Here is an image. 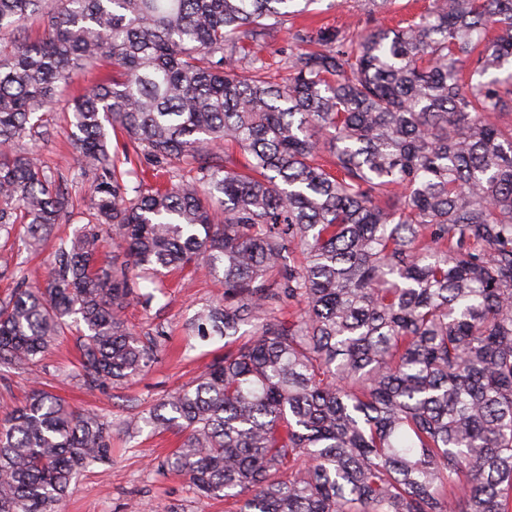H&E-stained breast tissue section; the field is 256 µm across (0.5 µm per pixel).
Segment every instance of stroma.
<instances>
[{"instance_id":"obj_1","label":"stroma","mask_w":512,"mask_h":512,"mask_svg":"<svg viewBox=\"0 0 512 512\" xmlns=\"http://www.w3.org/2000/svg\"><path fill=\"white\" fill-rule=\"evenodd\" d=\"M291 24L369 29L364 0H318L311 13L294 16ZM73 96L64 90L58 96L56 116L48 136L24 140L17 148L36 158L49 174L76 180L75 191L85 194L88 178L80 177L71 145L70 123L65 111ZM87 222L82 210H75L70 223L55 227L43 249L31 253L22 242L0 249V299L16 286L15 272L25 273L28 284L44 285L54 246L59 236L79 231ZM163 294L151 307L130 304L124 317L139 332L164 328L168 336L151 367L127 382L103 390H87L74 372L79 358L76 335L67 334L36 364L0 374V420L20 406L29 389L45 386L70 408L95 412L112 424V459L88 463L74 478L63 512H129L132 504L142 512H227L229 505L220 499L198 496L188 481L168 471L163 460L181 442L177 431L160 434L137 427L141 412L160 403L170 393L191 382L214 356L224 351L222 338L200 340L186 330L188 320L202 307L223 297L224 289L215 279L197 274L189 282L170 276Z\"/></svg>"}]
</instances>
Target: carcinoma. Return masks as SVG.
Segmentation results:
<instances>
[{
	"label": "carcinoma",
	"instance_id": "1",
	"mask_svg": "<svg viewBox=\"0 0 512 512\" xmlns=\"http://www.w3.org/2000/svg\"><path fill=\"white\" fill-rule=\"evenodd\" d=\"M318 0H0V231L36 247L74 208L16 151L71 107L89 225L44 288L0 301V371L80 332L77 376L145 371L164 332L122 312L201 269L224 302L188 330L224 355L149 411L169 470L236 512H512V0H429L349 38ZM122 138L110 149V137ZM145 157L148 185L131 164ZM183 162L187 169L173 165ZM123 265L102 259L105 236ZM112 430L33 387L0 421V512H62ZM288 41V30L282 29L276 36L274 41L269 42L265 45L260 55L270 64V75L276 81H281V78L285 76L284 71L281 69V63H279L280 56L278 50L281 47H286Z\"/></svg>",
	"mask_w": 512,
	"mask_h": 512
}]
</instances>
